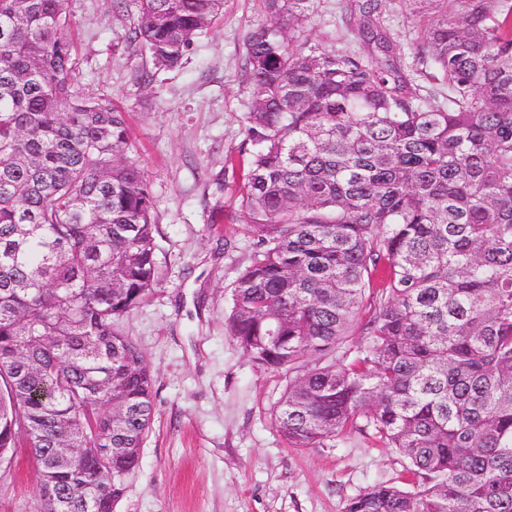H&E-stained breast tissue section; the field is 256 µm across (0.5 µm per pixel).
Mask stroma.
<instances>
[{
  "mask_svg": "<svg viewBox=\"0 0 512 512\" xmlns=\"http://www.w3.org/2000/svg\"><path fill=\"white\" fill-rule=\"evenodd\" d=\"M64 9L74 88L127 113L159 231L160 282L126 324L152 371V422L114 512H344L374 484L404 485L403 458L371 431L292 447L276 415L295 372L253 362L226 331L233 286L253 252L240 211L244 172L226 160L245 156L244 38L266 19L262 0H224L192 53L147 85L129 39L135 4L64 0ZM355 24L342 19L340 0H322L305 35L351 49ZM38 483L19 452L0 471V512H33Z\"/></svg>",
  "mask_w": 512,
  "mask_h": 512,
  "instance_id": "1",
  "label": "stroma"
}]
</instances>
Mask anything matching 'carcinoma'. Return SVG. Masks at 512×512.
<instances>
[{"label": "carcinoma", "mask_w": 512, "mask_h": 512, "mask_svg": "<svg viewBox=\"0 0 512 512\" xmlns=\"http://www.w3.org/2000/svg\"><path fill=\"white\" fill-rule=\"evenodd\" d=\"M398 4L408 54L382 27ZM320 5L264 0L245 36L255 250L229 333L269 368L323 359L279 402L289 444L361 417L422 479L344 512H512V0H344L352 51L305 37ZM137 6L131 42L170 70L224 0ZM70 24L63 0H0V468L23 440L35 512H113L152 419L123 322L158 284L157 224L126 113L74 89ZM377 275L366 344L338 357Z\"/></svg>", "instance_id": "1"}]
</instances>
